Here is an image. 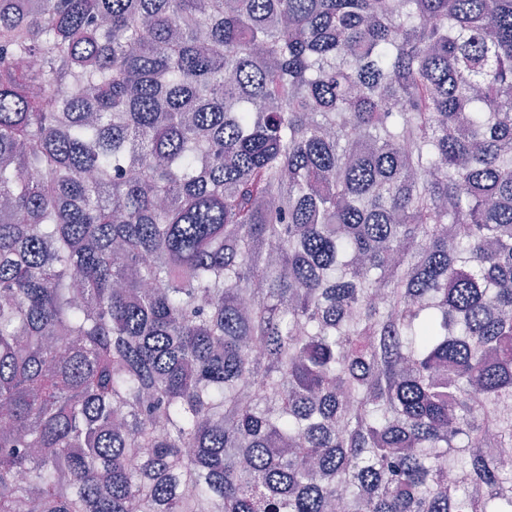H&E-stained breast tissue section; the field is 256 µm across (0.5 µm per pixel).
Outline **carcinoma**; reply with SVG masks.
Listing matches in <instances>:
<instances>
[{"label": "carcinoma", "mask_w": 512, "mask_h": 512, "mask_svg": "<svg viewBox=\"0 0 512 512\" xmlns=\"http://www.w3.org/2000/svg\"><path fill=\"white\" fill-rule=\"evenodd\" d=\"M30 2L0 512H512V0Z\"/></svg>", "instance_id": "obj_1"}]
</instances>
